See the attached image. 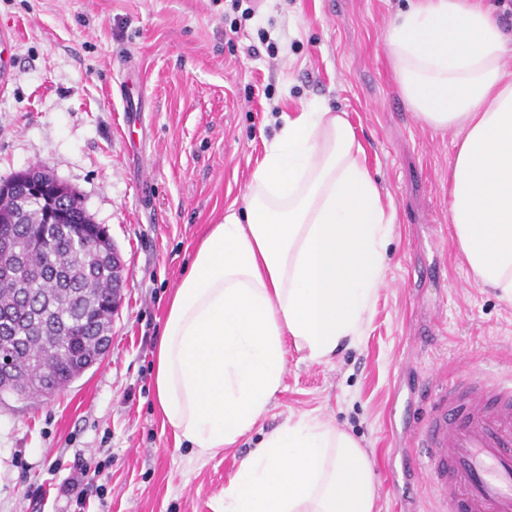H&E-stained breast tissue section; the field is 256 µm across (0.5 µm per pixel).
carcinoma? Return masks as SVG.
Listing matches in <instances>:
<instances>
[{
  "instance_id": "cac0c4a2",
  "label": "carcinoma",
  "mask_w": 512,
  "mask_h": 512,
  "mask_svg": "<svg viewBox=\"0 0 512 512\" xmlns=\"http://www.w3.org/2000/svg\"><path fill=\"white\" fill-rule=\"evenodd\" d=\"M66 209V222L49 224L43 209L31 207L19 193L4 205L3 215L18 223L0 228L27 254L35 269L8 276L14 252L0 254V339L17 373L0 384V393L48 397L84 372L88 361L103 358L93 340L112 331V265L85 251V243L68 228L91 221L73 198L55 200ZM43 238L41 248L30 241Z\"/></svg>"
}]
</instances>
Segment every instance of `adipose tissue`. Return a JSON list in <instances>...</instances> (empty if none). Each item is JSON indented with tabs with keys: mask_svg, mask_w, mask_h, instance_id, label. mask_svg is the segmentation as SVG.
Returning <instances> with one entry per match:
<instances>
[{
	"mask_svg": "<svg viewBox=\"0 0 512 512\" xmlns=\"http://www.w3.org/2000/svg\"><path fill=\"white\" fill-rule=\"evenodd\" d=\"M384 44L404 102L455 131L449 220L477 284L512 303V32L485 0H408ZM243 197L211 225L169 303L156 351L159 408L200 455L268 411L287 342L330 359L362 335L397 222L345 113L282 114Z\"/></svg>",
	"mask_w": 512,
	"mask_h": 512,
	"instance_id": "ef3b65f1",
	"label": "adipose tissue"
}]
</instances>
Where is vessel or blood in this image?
I'll return each instance as SVG.
<instances>
[{
    "mask_svg": "<svg viewBox=\"0 0 512 512\" xmlns=\"http://www.w3.org/2000/svg\"><path fill=\"white\" fill-rule=\"evenodd\" d=\"M415 480L437 512H512V381L461 366L430 400L416 436Z\"/></svg>",
    "mask_w": 512,
    "mask_h": 512,
    "instance_id": "1",
    "label": "vessel or blood"
}]
</instances>
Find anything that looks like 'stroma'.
<instances>
[{"label": "stroma", "instance_id": "obj_1", "mask_svg": "<svg viewBox=\"0 0 512 512\" xmlns=\"http://www.w3.org/2000/svg\"><path fill=\"white\" fill-rule=\"evenodd\" d=\"M406 0H0L16 79L0 92V183L70 186L128 270L103 360L50 397L0 394V512H216L241 460L302 416L368 453L377 512H435L410 479L431 393L460 360L512 377V304L478 286L448 214L454 132L405 106L383 33ZM240 29L227 38L231 22ZM273 42L274 53L248 55ZM138 100L128 112L117 91ZM346 113L398 214L363 336L326 362L289 347L281 390L235 444L195 456L158 407L156 347L197 243L242 199L281 113ZM84 465V502L62 493Z\"/></svg>", "mask_w": 512, "mask_h": 512}]
</instances>
